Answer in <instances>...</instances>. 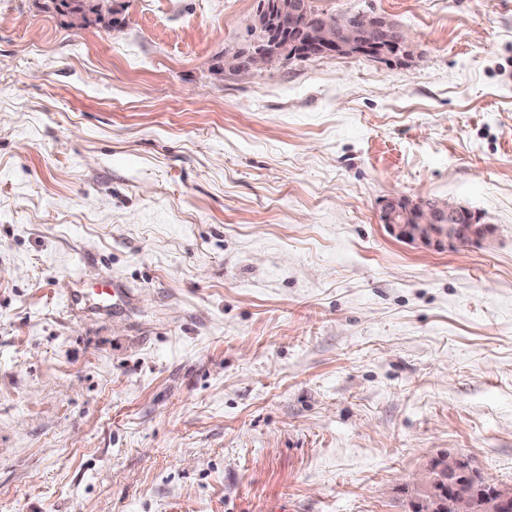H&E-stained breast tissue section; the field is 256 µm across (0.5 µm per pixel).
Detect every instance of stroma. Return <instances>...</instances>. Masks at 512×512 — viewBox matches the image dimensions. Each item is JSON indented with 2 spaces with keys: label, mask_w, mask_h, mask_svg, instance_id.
Masks as SVG:
<instances>
[{
  "label": "stroma",
  "mask_w": 512,
  "mask_h": 512,
  "mask_svg": "<svg viewBox=\"0 0 512 512\" xmlns=\"http://www.w3.org/2000/svg\"><path fill=\"white\" fill-rule=\"evenodd\" d=\"M104 2L0 0V512H411L448 451L512 487V0H317L411 60L248 78L259 0ZM103 277L135 305L66 312ZM381 221L397 237L424 244L456 247L480 242L491 230L478 213L455 202H414L403 197L385 200Z\"/></svg>",
  "instance_id": "obj_1"
}]
</instances>
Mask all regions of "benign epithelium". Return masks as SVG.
<instances>
[{
	"instance_id": "7a95c632",
	"label": "benign epithelium",
	"mask_w": 512,
	"mask_h": 512,
	"mask_svg": "<svg viewBox=\"0 0 512 512\" xmlns=\"http://www.w3.org/2000/svg\"><path fill=\"white\" fill-rule=\"evenodd\" d=\"M263 25L264 44L225 61V69L246 77L293 59L355 54L382 60L407 54L409 46L407 32L381 15L354 12L334 21L314 11L311 0H272ZM380 218L397 237L427 245L456 247L483 241L490 234V225L478 213L455 201L394 197L384 202ZM441 486L447 490L450 512H512V489L489 480L465 455L441 454L414 478V488L424 494L422 512L439 507Z\"/></svg>"
}]
</instances>
